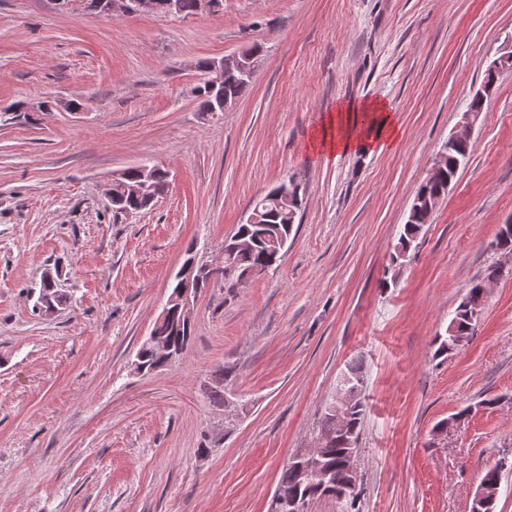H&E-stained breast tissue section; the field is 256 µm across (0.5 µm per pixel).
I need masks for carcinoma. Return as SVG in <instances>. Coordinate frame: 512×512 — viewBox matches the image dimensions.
Instances as JSON below:
<instances>
[{
	"label": "carcinoma",
	"mask_w": 512,
	"mask_h": 512,
	"mask_svg": "<svg viewBox=\"0 0 512 512\" xmlns=\"http://www.w3.org/2000/svg\"><path fill=\"white\" fill-rule=\"evenodd\" d=\"M258 57L261 47L253 44L232 55L220 59L222 81L215 87L203 82L197 87L199 111L211 112L221 104L233 106L242 94L253 83L254 74H243L246 64L245 53ZM499 74L491 69L484 72L481 88L473 95L467 110L483 112L485 99L494 91ZM472 150V141L462 140L449 147L441 162V166L433 177L426 179L415 192L407 220L399 234L395 251L391 256L390 279L382 282L386 288L395 282L403 267L408 253L431 222L439 202L448 195V184L454 182L459 170L467 163ZM156 194L150 197L135 196L130 192L119 191L112 196V213L115 216L133 215L149 208L158 197L162 196L169 184V173L162 167H155ZM280 186H275L265 195L255 200L252 213L256 215L254 224H240L237 234L249 241V246L240 250H228L224 253V273L214 283H209L203 273L194 272L199 278V285L205 289L215 286L224 289L227 294L235 293L241 284L256 274H261L274 267L286 253L285 246L291 238L296 218L300 213L305 197L301 184L292 185L288 189V197L278 196ZM505 268L501 265L489 267L484 277L472 282L466 289L465 295L455 308L449 324L455 325L456 332L464 337L473 335L480 316L473 315L468 307V301L485 298V284L502 277ZM156 335L166 339L174 348L176 356H181L188 348L193 337V326L183 324L174 316L160 325H153ZM137 356L147 369L159 371L166 367L149 346L141 344ZM235 379V371L226 365L213 374L210 387V397L214 404L224 405V400L230 392L229 385ZM366 412L362 392H357L355 402L348 412V423L352 432L360 434ZM329 409H324L318 421L317 437L326 439L323 449L322 463L337 471L339 486L346 485L348 475L345 469V439L341 435L328 438L330 427ZM296 461L285 465L279 475L274 497L281 503L303 499L309 487L308 481L300 473L298 466L314 470L316 463L311 459L294 454Z\"/></svg>",
	"instance_id": "obj_1"
}]
</instances>
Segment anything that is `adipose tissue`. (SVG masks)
Returning a JSON list of instances; mask_svg holds the SVG:
<instances>
[{
  "label": "adipose tissue",
  "instance_id": "adipose-tissue-1",
  "mask_svg": "<svg viewBox=\"0 0 512 512\" xmlns=\"http://www.w3.org/2000/svg\"><path fill=\"white\" fill-rule=\"evenodd\" d=\"M399 139V126L393 114L377 103L363 107L356 115L341 111L330 116L316 135L314 145L323 151L348 153L369 147L391 149Z\"/></svg>",
  "mask_w": 512,
  "mask_h": 512
}]
</instances>
